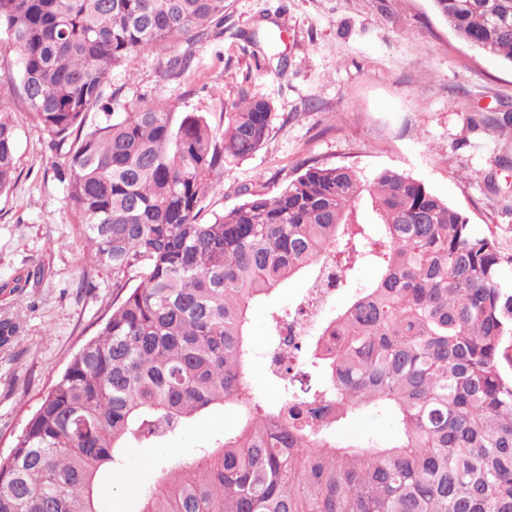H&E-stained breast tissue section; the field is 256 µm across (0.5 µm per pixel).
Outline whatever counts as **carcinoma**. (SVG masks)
<instances>
[{
    "label": "carcinoma",
    "mask_w": 512,
    "mask_h": 512,
    "mask_svg": "<svg viewBox=\"0 0 512 512\" xmlns=\"http://www.w3.org/2000/svg\"><path fill=\"white\" fill-rule=\"evenodd\" d=\"M225 2L0 0L23 105L63 156L97 264L126 289L0 457V512H111L105 473L126 449L229 406L241 423L164 466L138 512H512V255L496 238L403 172L340 166L309 165L272 197L243 186L202 223L224 167L267 139L269 101L241 90L219 134L162 101L110 111L113 69L173 49L183 75ZM432 4L512 65V0ZM9 112L0 97V194L16 173ZM325 259L349 300L303 350L276 341L282 400L259 402L252 305ZM296 314L272 312V334ZM365 410L391 413L396 440L336 438Z\"/></svg>",
    "instance_id": "carcinoma-1"
}]
</instances>
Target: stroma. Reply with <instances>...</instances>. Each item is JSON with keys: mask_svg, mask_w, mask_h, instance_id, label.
Instances as JSON below:
<instances>
[{"mask_svg": "<svg viewBox=\"0 0 512 512\" xmlns=\"http://www.w3.org/2000/svg\"><path fill=\"white\" fill-rule=\"evenodd\" d=\"M192 52L182 77L169 74L168 53H145L112 71L106 88L131 106L165 100L218 132L225 101L241 89L270 98L264 146L225 166L224 188L207 201L201 221L240 204V186L274 193L307 164L399 169L512 253V124L498 121L512 114V66L461 42L431 0H227L223 27ZM0 97L13 102L18 134L17 178L0 195V323L15 330L0 341L4 456L121 291L79 230L49 137L17 87H1ZM501 157L507 165H498ZM308 283L300 276L253 305L254 350L273 346L271 312L298 307ZM238 422L234 409H216L162 442L128 449L126 466L109 477L112 512H138V489L155 483L162 465L195 456ZM338 436L387 442L395 424L367 411Z\"/></svg>", "mask_w": 512, "mask_h": 512, "instance_id": "stroma-1", "label": "stroma"}]
</instances>
